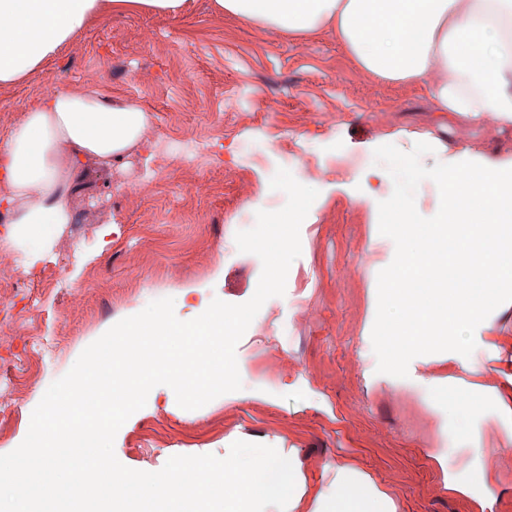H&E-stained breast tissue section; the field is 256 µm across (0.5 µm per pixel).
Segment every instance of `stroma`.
Masks as SVG:
<instances>
[{
    "instance_id": "obj_1",
    "label": "stroma",
    "mask_w": 512,
    "mask_h": 512,
    "mask_svg": "<svg viewBox=\"0 0 512 512\" xmlns=\"http://www.w3.org/2000/svg\"><path fill=\"white\" fill-rule=\"evenodd\" d=\"M73 87L138 102L153 114L151 131L202 141L206 155L192 174L143 153L109 170L83 164L74 221L52 246L57 278L4 309L18 336L0 357L22 386L14 403H0V451L21 444L47 388L118 321L165 297L183 316L203 301L253 296L262 263L238 251L235 235L245 215L285 205L270 187L282 167L319 195L284 295L263 304L236 347L242 389L188 411L170 387H154L117 432V459L157 471L176 455L226 456L243 440L294 449L314 494L341 462L370 473L397 512H512V301L493 312L471 356L420 355L404 378L377 372L370 314L377 275L395 255L378 230V204L394 184L378 175L375 148L398 131L405 152L409 135L428 136L435 151L421 162L430 168L448 150L512 155V127L432 111L424 89L373 80L334 35L248 28L214 0H188L175 16L95 19L40 70L0 86V138L23 105ZM315 164L324 170L316 182ZM30 316L43 336L34 346L24 339ZM447 376L488 387L480 433L458 389L439 392ZM476 448L487 453L482 508L441 472L467 470Z\"/></svg>"
}]
</instances>
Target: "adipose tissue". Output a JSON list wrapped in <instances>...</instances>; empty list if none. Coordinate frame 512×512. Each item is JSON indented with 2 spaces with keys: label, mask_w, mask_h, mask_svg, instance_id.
Returning <instances> with one entry per match:
<instances>
[{
  "label": "adipose tissue",
  "mask_w": 512,
  "mask_h": 512,
  "mask_svg": "<svg viewBox=\"0 0 512 512\" xmlns=\"http://www.w3.org/2000/svg\"><path fill=\"white\" fill-rule=\"evenodd\" d=\"M247 27L329 32L373 78L426 89L436 112L512 127V0H215ZM186 0H0V86L23 81L107 11L175 15ZM152 115L86 89L28 103L0 139V240L34 271L73 223L80 167L144 150Z\"/></svg>",
  "instance_id": "adipose-tissue-1"
}]
</instances>
